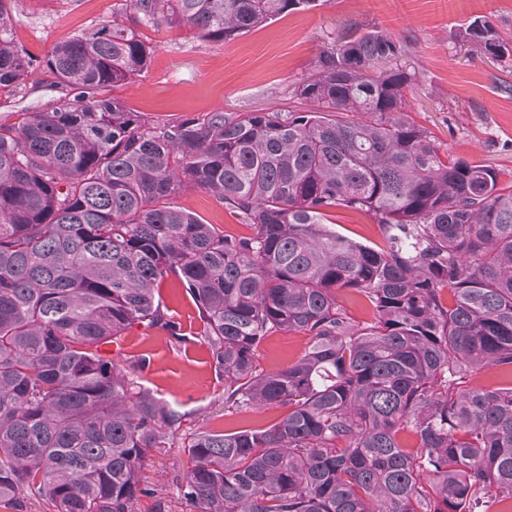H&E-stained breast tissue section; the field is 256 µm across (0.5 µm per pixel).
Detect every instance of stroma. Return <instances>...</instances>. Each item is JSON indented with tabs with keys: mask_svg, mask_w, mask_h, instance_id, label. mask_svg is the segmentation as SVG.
<instances>
[{
	"mask_svg": "<svg viewBox=\"0 0 512 512\" xmlns=\"http://www.w3.org/2000/svg\"><path fill=\"white\" fill-rule=\"evenodd\" d=\"M116 0H15L11 32L34 61L55 42L111 19ZM477 16L489 17L504 37H512V0H325L323 6L292 12L227 43H205L183 29L158 22L143 34L155 47L147 70L115 94L155 119H177L216 109L258 110L295 105L292 93L313 69L321 49L346 29L379 27L406 38L420 82L408 95L410 115L434 133L451 158L493 166L512 177V97L500 93L512 83V57L495 59L470 50L462 32ZM49 78L35 73L16 96H0V119L10 113L47 108L56 92ZM174 203L226 234H251L209 193L193 190ZM163 310L179 322L184 342L158 330L135 329L105 345L107 357L122 368L139 359V383L164 399L181 420L157 448L144 480L162 491L172 512H191L180 498L191 464L184 448L196 431L225 432L270 427L285 410L236 409L224 403V378L199 332L202 322L184 288L167 280L160 290ZM308 338L277 332L260 347V364L283 369L304 354Z\"/></svg>",
	"mask_w": 512,
	"mask_h": 512,
	"instance_id": "stroma-1",
	"label": "stroma"
}]
</instances>
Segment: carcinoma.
I'll use <instances>...</instances> for the list:
<instances>
[{
	"mask_svg": "<svg viewBox=\"0 0 512 512\" xmlns=\"http://www.w3.org/2000/svg\"><path fill=\"white\" fill-rule=\"evenodd\" d=\"M0 0V94L31 60ZM320 0H120L53 44L50 85L67 91L0 122V500L54 512H153L170 502L141 473L181 417L101 347L134 326L177 342L161 308L186 289L224 372V403L287 408L267 429L201 431L183 498L198 512H489L512 499V384L468 386L475 368L512 373V184L453 160L411 121L409 42L372 28L323 49L294 96L306 108L215 110L158 121L109 95L154 48L164 21L226 43ZM463 38L512 56L485 16ZM212 194L253 228L233 237L174 205ZM370 215L384 244L331 227ZM376 311L353 325L336 289ZM448 289V303L441 290ZM277 331L309 336L276 371L257 365ZM411 430L417 446L400 434Z\"/></svg>",
	"mask_w": 512,
	"mask_h": 512,
	"instance_id": "carcinoma-1",
	"label": "carcinoma"
}]
</instances>
